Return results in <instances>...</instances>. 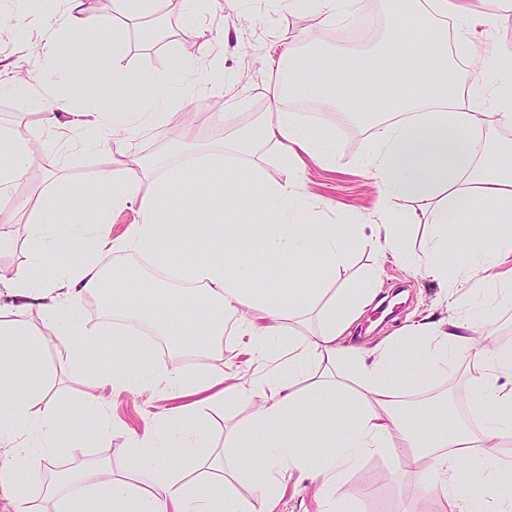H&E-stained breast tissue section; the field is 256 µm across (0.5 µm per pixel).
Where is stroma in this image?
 <instances>
[{
  "label": "stroma",
  "instance_id": "stroma-1",
  "mask_svg": "<svg viewBox=\"0 0 512 512\" xmlns=\"http://www.w3.org/2000/svg\"><path fill=\"white\" fill-rule=\"evenodd\" d=\"M161 15L127 20L123 24L124 48L122 63L128 68L150 75L165 73L170 51L186 46L199 68L198 86L174 91L172 110L174 122L191 126L195 145L200 150H219L224 131L208 125L206 112L221 110L228 101L235 102V124H244L258 112L265 111L268 94L277 82L276 72L265 68L266 54L280 56L284 41L302 37L304 45L337 47L356 57L371 53L388 35L389 21L373 11L367 0L356 7L357 20L371 23L370 33L353 37L352 27L317 26L309 11L294 10L282 0H207L205 6L193 9L183 0H158ZM484 25L477 28L479 48L495 47L498 55L512 53V12L489 4ZM23 27L25 42L15 37L16 27ZM56 0H0V80L33 74L41 83L53 86L68 96L92 91V81L83 75L69 74L63 69L45 67L33 55L31 48L47 37L62 36ZM221 60L224 68L211 76L210 64ZM44 103L37 98L0 94V129L20 140H36L41 145L40 162L29 168L15 183L10 194L22 200L57 189L75 190L83 195L87 208H95L108 189L100 185L97 171L101 151L81 142L80 131L69 127L48 128L42 122ZM324 125L330 126L336 151L335 167L306 161L298 171L301 192L312 204L318 224L369 222L379 204V193L361 170L359 159L369 146L370 132L357 121L338 122L332 112H325ZM128 152L147 163L167 159L177 163L179 156L159 129L144 127L128 141ZM238 185L232 180L213 178L210 194L201 195L195 185L181 190L182 203L171 213V221L181 224L198 218L200 213L219 208L226 197L237 194ZM30 226L27 215H17L13 226V242L0 249V267L17 268L35 265L45 268L29 244ZM379 267L381 291L399 289L401 311L380 330H360L352 326L351 334L359 344L372 345L394 331L413 325L429 316L447 318L444 282L412 274L408 266L388 262L377 265L374 254L354 251L348 265L337 272L333 288L357 281L368 269ZM115 336H107L102 346L90 349L84 366L62 370L57 350L46 349L37 358V368L28 370L19 379V387L45 383L49 394L63 404H79L93 392L95 369L112 363ZM247 357L237 336L227 334L223 347L213 358L196 356L190 368L208 367L240 377L249 373ZM470 370L458 368L446 379L434 383L431 390H421L406 397L409 405L433 401L449 402L448 424L471 421L463 402L471 398L468 385ZM147 396L122 393L113 396L107 406L109 430L77 441L75 447L60 454L62 465L71 458L83 460L107 459L114 471H122L126 463L125 429H142L147 418ZM335 496L345 512H439V504L419 485L411 465L403 460L373 456L364 459L337 487Z\"/></svg>",
  "mask_w": 512,
  "mask_h": 512
}]
</instances>
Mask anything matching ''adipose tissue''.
<instances>
[{"label":"adipose tissue","mask_w":512,"mask_h":512,"mask_svg":"<svg viewBox=\"0 0 512 512\" xmlns=\"http://www.w3.org/2000/svg\"><path fill=\"white\" fill-rule=\"evenodd\" d=\"M485 0H377L391 20L392 32L370 55L357 59L332 49L305 51L289 45L277 64L282 77L266 111L257 113L224 143L215 168L235 176L247 156L274 143L284 149L285 180H267L251 171L252 211L257 223H225L223 210L205 223L170 225V209L186 180L183 167L158 162L148 168L123 149L147 120L166 127V111L177 75L194 61L174 52L176 72L154 77L120 63L123 34L107 29L88 0H62L64 29L70 37L111 34V68L93 57L63 59L56 42L39 48L47 61L73 73L91 75L111 85L113 106L101 110L92 96L64 97L37 91L32 79L15 77L0 84L14 95L41 93L43 123L61 122L81 130L88 140L106 139L109 147L99 170L100 183L111 186L95 212L81 196L58 191L18 202L33 218L34 249L53 244L57 273L37 284V271L18 268L7 280L17 302L0 309V490L9 492L16 512H34L25 491L40 482L58 512H272L288 474L299 473L326 498L367 456L397 455L411 463L419 484L444 499L449 512H512V345L501 343L491 314L512 304V139H494L492 127H512V84L494 85L485 77V59L473 40L483 20ZM426 28L423 40L412 37ZM469 67L464 99L450 96L457 62ZM398 83L386 111L397 121L373 120L370 147L361 168L378 186L380 205L370 224H318L303 230V212L295 207L300 185L294 177L301 156L335 166L322 138L312 134L296 113L286 111L288 98L322 99L324 89L341 84V98L331 99L337 115L357 112L352 88L366 84L385 89ZM34 142L0 132V198L36 158ZM410 198L419 207L398 221L395 201ZM136 205L138 219L120 236L109 230L112 212ZM464 209L474 229L465 245V261L449 278L443 255L448 249V214ZM428 221L431 232L422 254L409 256L405 224ZM261 237L262 250L250 249ZM179 240L186 257L168 259V244ZM90 251L77 255L79 243ZM370 250L377 258L407 263L417 274L446 282L448 316L423 320L371 348H353L343 335L368 305L378 285L371 269L353 287L296 291L287 280L299 275L308 253L321 256L327 276L349 261L351 248ZM119 254L146 259L169 272L178 285L160 289L147 276L112 291V313L151 323L176 353L219 349L225 321H232L260 373L247 383H227L223 372H188L179 365L164 369L125 355L111 368L95 372L97 393L72 413L82 436L104 430V389L138 393L163 386L188 403L175 416L184 420L182 448H163L156 429L132 434L124 473L109 461L60 467L57 456L63 409L45 390L21 394L16 379L19 355L37 357L54 344L67 365L83 364L101 331L78 324L79 305L102 285V260ZM165 293L177 318L165 321L142 302L145 294ZM40 323L30 325L31 308ZM316 314L310 333L296 327L305 314ZM473 367L468 378L475 397L478 430L446 427L429 413H401L402 397L446 377L454 364ZM262 395L245 427L224 436L223 448L206 443L208 409ZM340 411L325 428L307 433L303 415L330 404ZM264 453L247 465L254 439ZM247 477L259 488L255 499L238 496L232 481ZM331 512L337 503L331 502Z\"/></svg>","instance_id":"ef3b65f1"}]
</instances>
